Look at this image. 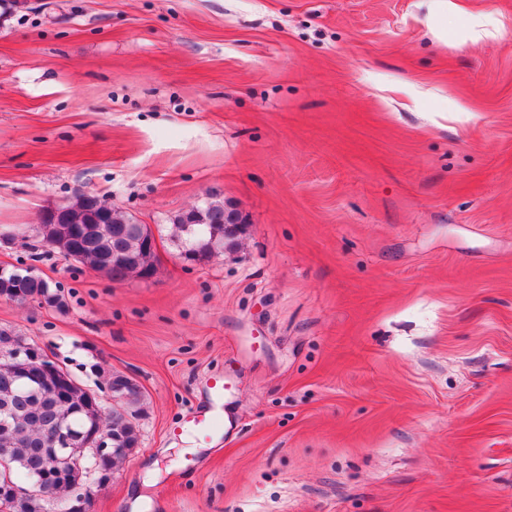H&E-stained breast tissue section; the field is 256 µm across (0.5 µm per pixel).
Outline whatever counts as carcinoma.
Returning <instances> with one entry per match:
<instances>
[{"mask_svg":"<svg viewBox=\"0 0 512 512\" xmlns=\"http://www.w3.org/2000/svg\"><path fill=\"white\" fill-rule=\"evenodd\" d=\"M205 224H185L182 216L174 220L175 237L182 244L181 255L199 260L209 259L239 246L242 228L224 223V202L212 200L206 212ZM44 240L67 259L103 273L115 282L139 278L144 270L155 272L156 253L143 248L144 241L153 235L148 224H131L129 218L117 209H111L105 234L89 230L76 246L53 237L48 225H40ZM19 302L43 298L53 304L57 296L50 283L32 276L21 288ZM27 340L21 334L0 330V419L8 425L0 426V448L10 449V465H0V487L23 481L30 473L58 475L64 485L55 486V497H30L19 501L10 512H65L66 485L73 474L61 467L47 445L48 436L62 420L83 433L81 443L103 439L121 448L101 461V466L115 473L122 469L133 448L139 443L136 421L144 411L143 391L132 378L109 374L106 384L112 392V409L107 411L98 403H91L86 389L79 383L70 384L59 376L44 379L40 392L33 394L21 378L14 363L7 357L8 347L15 341Z\"/></svg>","mask_w":512,"mask_h":512,"instance_id":"1","label":"carcinoma"}]
</instances>
